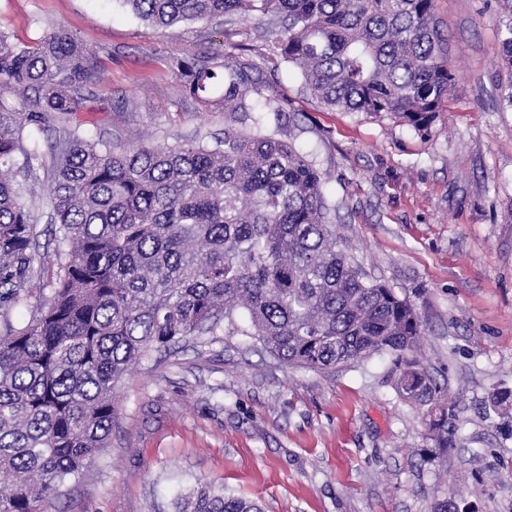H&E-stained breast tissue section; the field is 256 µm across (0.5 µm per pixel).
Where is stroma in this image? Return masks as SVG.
<instances>
[{"label": "stroma", "instance_id": "stroma-1", "mask_svg": "<svg viewBox=\"0 0 512 512\" xmlns=\"http://www.w3.org/2000/svg\"><path fill=\"white\" fill-rule=\"evenodd\" d=\"M502 0H435L454 88L428 132L384 115L339 112L313 97L255 20L143 21L122 0H0V32L37 45L53 28L94 53L91 101L76 122L124 144L213 143L223 110L182 93L175 60L254 64L281 107L258 130L295 141L326 177L338 244L410 300L415 353L454 406L458 432L438 447L422 410L376 353L317 373L245 336L181 342L117 385L112 437L80 480L43 512H174L197 484L259 501L264 512H433L459 494L473 512H512V70L497 58ZM53 254L46 166L29 178Z\"/></svg>", "mask_w": 512, "mask_h": 512}]
</instances>
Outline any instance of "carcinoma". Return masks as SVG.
<instances>
[{"label": "carcinoma", "instance_id": "carcinoma-1", "mask_svg": "<svg viewBox=\"0 0 512 512\" xmlns=\"http://www.w3.org/2000/svg\"><path fill=\"white\" fill-rule=\"evenodd\" d=\"M157 25L227 15L283 25L281 55L341 112L428 130L455 75L434 0H124ZM499 55L512 69V0ZM93 52L58 28L29 47L0 33V512H41L112 435L117 384L151 351L225 322L281 362L326 372L396 356L398 395L426 408L446 448L453 408L408 357L423 329L414 305L366 276L337 245L324 175L289 140L245 127L278 112L253 67L231 55L176 63L182 92L224 109L214 145L125 146L87 134ZM19 98L18 106L8 104ZM59 126L51 128V122ZM49 145L45 206L57 224L51 295L31 305L36 224L24 172ZM28 307V319L12 317ZM175 512H263L204 484Z\"/></svg>", "mask_w": 512, "mask_h": 512}]
</instances>
